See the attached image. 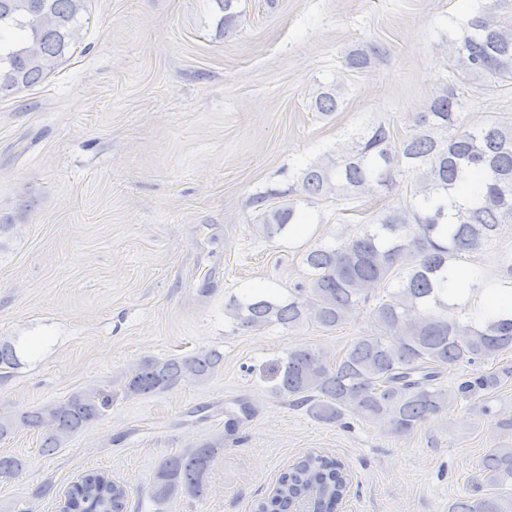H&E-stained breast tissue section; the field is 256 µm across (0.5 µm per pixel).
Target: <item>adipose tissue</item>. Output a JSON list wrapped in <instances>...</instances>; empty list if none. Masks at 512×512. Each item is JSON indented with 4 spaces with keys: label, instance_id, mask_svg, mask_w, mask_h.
I'll list each match as a JSON object with an SVG mask.
<instances>
[{
    "label": "adipose tissue",
    "instance_id": "adipose-tissue-1",
    "mask_svg": "<svg viewBox=\"0 0 512 512\" xmlns=\"http://www.w3.org/2000/svg\"><path fill=\"white\" fill-rule=\"evenodd\" d=\"M449 304H466L473 323L482 325L491 319H512V285L478 286L472 275H465L459 284L444 296Z\"/></svg>",
    "mask_w": 512,
    "mask_h": 512
}]
</instances>
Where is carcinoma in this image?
<instances>
[{"instance_id": "cac0c4a2", "label": "carcinoma", "mask_w": 512, "mask_h": 512, "mask_svg": "<svg viewBox=\"0 0 512 512\" xmlns=\"http://www.w3.org/2000/svg\"><path fill=\"white\" fill-rule=\"evenodd\" d=\"M84 0H0V42L14 32L12 47H0V91L41 82L65 58L81 28ZM462 36L448 41V64L464 81L512 79V0H485L461 22ZM385 54L373 45L345 57V68L369 71ZM341 86L321 88L313 107L329 116L343 105ZM463 105L444 88L417 113L413 129L401 134L383 122L351 134L334 153L307 164L285 190L253 198L259 229L272 237L296 223L298 200L333 198L344 211L365 196L388 191L411 176L405 194L358 222V231L302 254L307 283L288 298L244 296L225 314L247 330L312 323L333 330L361 305L369 306L379 333L357 338L336 358L300 344L288 349L275 395L302 406L316 420L337 423L350 414L385 424L399 436L412 434L441 414L453 399L473 397L504 383L512 372L481 371L460 379L454 389L441 375L460 365L485 363L512 349V320L478 328L455 314L441 292L448 270L464 253L500 245L502 228L512 224V123H467ZM484 176L477 197L448 215L450 192L469 174ZM278 203L272 205L270 200ZM224 365L216 350L168 359H145L121 388L124 397L148 396L187 381L201 382ZM112 407V391L90 388L45 404L19 421L0 417V438L17 426L46 431L41 452L51 454L62 439L100 419ZM224 451V440L167 456L155 471L148 495L153 512H165L175 496L201 498L209 470ZM486 482L512 487V448L498 446L480 464ZM342 466L327 456L309 455L283 473L260 512H281L289 504L311 502L329 512L345 496ZM67 512H124L126 491L106 474L89 471L67 492ZM449 512H512L500 495L463 497Z\"/></svg>"}]
</instances>
